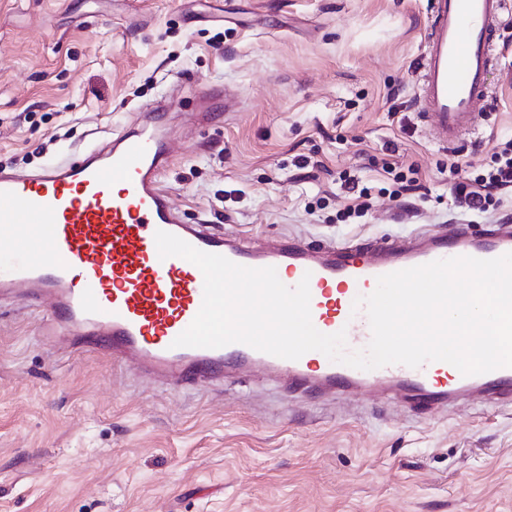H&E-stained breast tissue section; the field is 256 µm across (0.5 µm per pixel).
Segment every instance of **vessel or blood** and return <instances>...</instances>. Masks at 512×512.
Instances as JSON below:
<instances>
[{
	"instance_id": "obj_1",
	"label": "vessel or blood",
	"mask_w": 512,
	"mask_h": 512,
	"mask_svg": "<svg viewBox=\"0 0 512 512\" xmlns=\"http://www.w3.org/2000/svg\"><path fill=\"white\" fill-rule=\"evenodd\" d=\"M505 5L432 0L419 101L444 142L473 128L475 111L487 98L490 32L502 25ZM167 161L168 132L150 123L76 160L26 174L0 171V247L13 254L0 265V298L18 291L30 307L51 302L45 339L109 356L176 390L260 367L293 392L348 393L385 384L416 409L472 390L493 405L512 402V367L470 376L442 361L360 370L319 353L288 360L242 343L175 346L202 306L204 278L183 258H160L157 231L241 266L275 268L290 288L308 280L314 327L324 334L345 332L348 348L359 350L371 340L368 317L365 309L343 308L342 294L369 295L379 276L440 259L512 253V224H494L481 234L463 226L427 229L401 245L317 248L284 237L257 248L213 225L183 223L160 184Z\"/></svg>"
}]
</instances>
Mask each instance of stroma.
Returning a JSON list of instances; mask_svg holds the SVG:
<instances>
[{
	"instance_id": "stroma-1",
	"label": "stroma",
	"mask_w": 512,
	"mask_h": 512,
	"mask_svg": "<svg viewBox=\"0 0 512 512\" xmlns=\"http://www.w3.org/2000/svg\"><path fill=\"white\" fill-rule=\"evenodd\" d=\"M430 23V0H0V168L77 159L155 112L186 223L259 247L482 231L512 192L476 215L451 189L512 139V25L447 147L417 101ZM40 328L0 301V512H512V405L420 413L255 369L175 391Z\"/></svg>"
}]
</instances>
